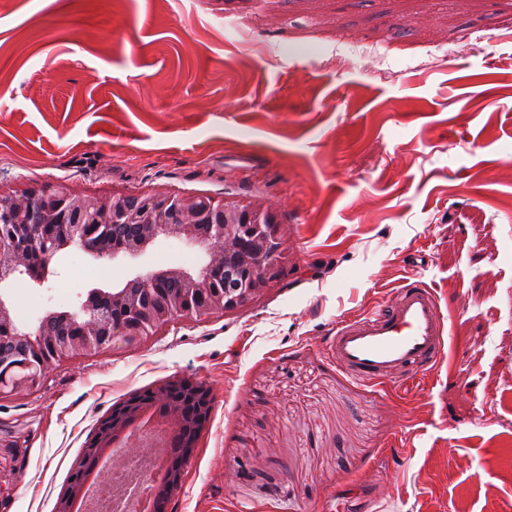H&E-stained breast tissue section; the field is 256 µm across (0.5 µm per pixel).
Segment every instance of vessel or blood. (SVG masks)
I'll use <instances>...</instances> for the list:
<instances>
[{
    "instance_id": "obj_1",
    "label": "vessel or blood",
    "mask_w": 512,
    "mask_h": 512,
    "mask_svg": "<svg viewBox=\"0 0 512 512\" xmlns=\"http://www.w3.org/2000/svg\"><path fill=\"white\" fill-rule=\"evenodd\" d=\"M445 349V317L432 288L400 285L393 301L338 320L328 357L366 384H410L435 369Z\"/></svg>"
}]
</instances>
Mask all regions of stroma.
I'll list each match as a JSON object with an SVG mask.
<instances>
[{
    "instance_id": "1",
    "label": "stroma",
    "mask_w": 512,
    "mask_h": 512,
    "mask_svg": "<svg viewBox=\"0 0 512 512\" xmlns=\"http://www.w3.org/2000/svg\"><path fill=\"white\" fill-rule=\"evenodd\" d=\"M46 183L264 202L282 273L0 399V512H55L98 421L175 376L213 404L168 512H512V0H9L0 189ZM203 258L73 247L15 316ZM408 278L449 359L356 383L325 341Z\"/></svg>"
}]
</instances>
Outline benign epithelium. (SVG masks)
Wrapping results in <instances>:
<instances>
[{
  "mask_svg": "<svg viewBox=\"0 0 512 512\" xmlns=\"http://www.w3.org/2000/svg\"><path fill=\"white\" fill-rule=\"evenodd\" d=\"M36 210L39 225L34 226L28 220ZM0 224L7 225V230L0 229V334L35 352L51 349V354L5 383L1 398L36 389L49 364L86 355L106 341L114 347L140 344L181 318L201 320L244 305L276 282L284 244L275 214L260 202L173 192L86 194L64 185L40 192L17 188L0 194ZM51 224H67L69 229L55 233L49 230ZM103 224H134L135 236L117 249L105 234L91 232ZM162 236L201 247L207 263L197 271L169 267L140 274L124 284L92 288L78 310L48 311L33 330L16 322L8 289L25 277L38 287L48 282L45 274L34 271L36 256L51 261L77 245L96 258H115L121 253L137 257ZM169 281L178 282L179 291H164ZM54 322L72 323L75 333L63 340L46 335ZM180 384L210 393L197 379H167L151 386L147 395L113 407L101 419L92 447L72 465L73 477L57 500L56 512H75L96 464L112 459L117 440L130 439L136 423L148 415L157 417L173 440L153 510L167 512L210 419L204 410L188 411L173 395Z\"/></svg>",
  "mask_w": 512,
  "mask_h": 512,
  "instance_id": "obj_1",
  "label": "benign epithelium"
}]
</instances>
